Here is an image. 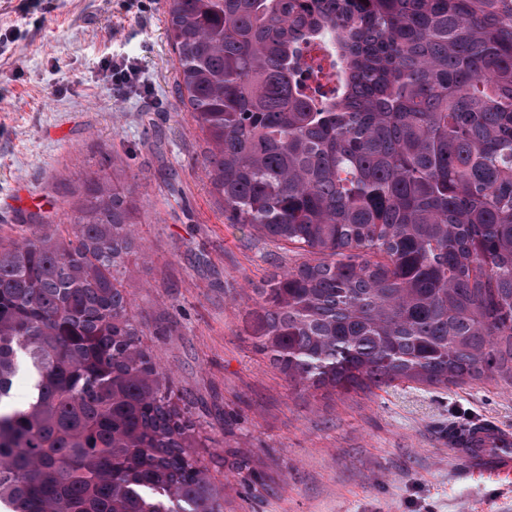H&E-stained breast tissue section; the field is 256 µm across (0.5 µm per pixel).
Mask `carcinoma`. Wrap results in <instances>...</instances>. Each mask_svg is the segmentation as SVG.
<instances>
[{
  "instance_id": "cac0c4a2",
  "label": "carcinoma",
  "mask_w": 512,
  "mask_h": 512,
  "mask_svg": "<svg viewBox=\"0 0 512 512\" xmlns=\"http://www.w3.org/2000/svg\"><path fill=\"white\" fill-rule=\"evenodd\" d=\"M165 5L225 220L315 256L254 289L256 352L311 396L512 385V0ZM134 194L100 166L0 238L5 512H223L117 277Z\"/></svg>"
}]
</instances>
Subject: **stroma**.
Instances as JSON below:
<instances>
[{"label": "stroma", "instance_id": "35a3bbf8", "mask_svg": "<svg viewBox=\"0 0 512 512\" xmlns=\"http://www.w3.org/2000/svg\"><path fill=\"white\" fill-rule=\"evenodd\" d=\"M168 29L164 0H0V236L33 211L67 223L98 164L135 186L122 283L173 401L193 405L225 512H512V480L448 444L459 425L512 430V385L312 397L256 353L253 290L304 257L225 221ZM121 60L137 78L107 88L102 68ZM240 455L253 484L231 478Z\"/></svg>", "mask_w": 512, "mask_h": 512}]
</instances>
